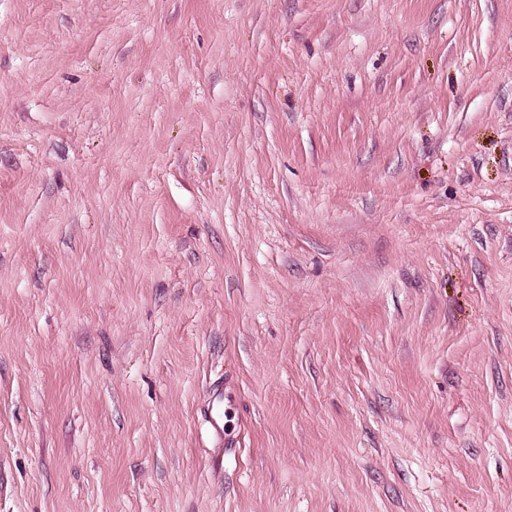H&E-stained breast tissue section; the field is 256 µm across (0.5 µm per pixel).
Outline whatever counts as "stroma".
I'll return each mask as SVG.
<instances>
[{
    "instance_id": "obj_1",
    "label": "stroma",
    "mask_w": 512,
    "mask_h": 512,
    "mask_svg": "<svg viewBox=\"0 0 512 512\" xmlns=\"http://www.w3.org/2000/svg\"><path fill=\"white\" fill-rule=\"evenodd\" d=\"M0 512H512V0H0Z\"/></svg>"
}]
</instances>
